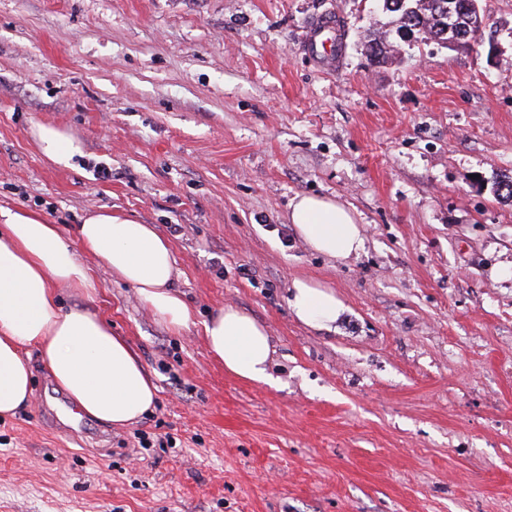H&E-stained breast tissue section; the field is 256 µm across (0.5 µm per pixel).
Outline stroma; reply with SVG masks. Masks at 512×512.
<instances>
[{
  "instance_id": "obj_1",
  "label": "stroma",
  "mask_w": 512,
  "mask_h": 512,
  "mask_svg": "<svg viewBox=\"0 0 512 512\" xmlns=\"http://www.w3.org/2000/svg\"><path fill=\"white\" fill-rule=\"evenodd\" d=\"M480 5L491 44L399 40L373 65V0H0V206L70 240L100 207L153 225L200 322L237 306L274 348L273 384L231 376L200 322L173 334L78 252L96 294L63 306L111 322L156 402L128 427L83 417L74 442L41 417L69 399L30 351L0 512H512V0ZM325 13L335 70L304 43ZM36 123L81 141L73 166L42 159ZM298 195L352 210L363 250L288 233ZM296 276L344 301L331 329L291 314Z\"/></svg>"
}]
</instances>
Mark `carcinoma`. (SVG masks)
<instances>
[{"label":"carcinoma","instance_id":"carcinoma-1","mask_svg":"<svg viewBox=\"0 0 512 512\" xmlns=\"http://www.w3.org/2000/svg\"><path fill=\"white\" fill-rule=\"evenodd\" d=\"M442 0H379L380 10L388 17V29L364 36L363 47L370 61L385 62L399 30L407 27L415 39L437 40L441 33L437 15Z\"/></svg>","mask_w":512,"mask_h":512}]
</instances>
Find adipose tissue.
<instances>
[{"label":"adipose tissue","mask_w":512,"mask_h":512,"mask_svg":"<svg viewBox=\"0 0 512 512\" xmlns=\"http://www.w3.org/2000/svg\"><path fill=\"white\" fill-rule=\"evenodd\" d=\"M32 136L48 162L68 167L81 154L71 134L42 123ZM287 221L314 252L345 260L364 247V229L346 207L316 195L296 196ZM100 259L121 282L135 288L145 307L179 333L195 322L194 309L172 288L177 275L169 243L152 225L99 208L88 211L67 242L57 225L21 208L0 207V417H11L32 394L24 353L36 347L56 386L75 407L100 422L124 427L151 410L157 388L127 342L86 308H63L60 288L95 293L77 250ZM288 307L307 327L331 328L346 306L331 287L297 277ZM210 355L237 378L271 382L273 347L266 328L235 306L218 308L203 323Z\"/></svg>","instance_id":"obj_1"}]
</instances>
